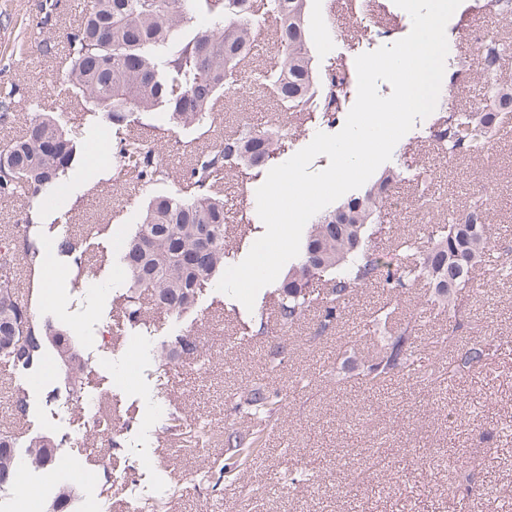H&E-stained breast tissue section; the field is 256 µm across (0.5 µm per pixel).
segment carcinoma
<instances>
[{
    "mask_svg": "<svg viewBox=\"0 0 512 512\" xmlns=\"http://www.w3.org/2000/svg\"><path fill=\"white\" fill-rule=\"evenodd\" d=\"M309 0H266V14L275 21L277 63L258 77L264 101L278 109L319 106L323 122L334 125L343 112L336 87L346 83L343 71L319 76L309 48ZM254 10L251 0H90L77 24L59 35L49 29L39 50L49 52L63 38L64 67L58 94L81 96L92 103L100 117L112 125L114 190L133 188L148 201L139 224L119 246L120 266L128 279L125 318L141 322L143 296L157 310L178 317L193 308L199 296L229 264L224 225V171L243 164L261 172L276 151L281 132L274 128L242 126L213 147L195 152L174 171L165 165L155 140L134 131L137 116L156 114L166 132L174 127L209 128L221 97L242 80L240 64L252 49ZM194 19L203 26L190 36L182 29ZM501 44L491 38L474 44L469 59L477 76L489 84L492 96L512 94L497 82L502 59ZM20 88L0 92V118L9 116ZM505 112L484 103L440 117L438 139L452 157H480L499 134ZM87 150L79 133L66 127L59 115L39 113L14 141L0 147V199H28L58 189L78 156ZM401 178L398 170L382 172L376 189L347 202L344 211L326 209L307 225L300 253L276 286V324L292 326L307 312L318 311L317 336L336 331L344 318L346 300L359 290L380 284L390 296L406 288H421L424 304L448 317L460 316L462 298L474 292L473 273L487 265L496 247L495 229L486 223L488 198L477 193L462 214L438 224L424 238L408 235L383 249L374 244L378 221L389 186ZM178 185L176 192L156 187ZM38 216L26 210L20 252L26 271L38 273L45 250L35 238ZM57 254L72 258L76 277L90 261L67 237L51 239ZM15 249L0 252V364L22 378L40 370L48 351L65 369L72 390L81 389L88 365L75 349L68 331L36 316L19 300V277L13 263ZM398 307L386 302L363 323L378 353L358 373L360 383L372 390L398 375L420 378L432 385L482 366L492 345L483 341L461 344L453 336L436 339L451 347L448 360L423 365L418 358V336L412 322L393 331ZM269 320L258 317L244 327V334L258 342L268 335ZM195 340L176 339L159 358L169 364L175 352L193 354ZM267 371L284 362L285 349H264ZM234 411L249 420L239 429L224 427V463L203 476L217 490L232 483L238 473L267 452L269 431L278 420L283 390L263 378L246 381L235 392ZM167 431L185 447L205 443L206 426H191L176 417ZM60 444L47 436L21 439L0 433V474L15 475L22 458L41 467L61 462ZM475 492L473 475L457 474L448 495L467 505Z\"/></svg>",
    "mask_w": 512,
    "mask_h": 512,
    "instance_id": "1",
    "label": "carcinoma"
}]
</instances>
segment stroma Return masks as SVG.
Listing matches in <instances>:
<instances>
[{"mask_svg": "<svg viewBox=\"0 0 512 512\" xmlns=\"http://www.w3.org/2000/svg\"><path fill=\"white\" fill-rule=\"evenodd\" d=\"M42 2L0 0V84L26 85L40 100L36 106L18 101L9 118L0 119V145L19 136L43 105L62 113L89 149L69 173L65 206L43 196L0 200V244L16 238L21 215L33 209L41 223L72 225L81 248L101 261L97 276L78 283L72 263L49 253L40 285L53 287L54 293L33 306L40 318L65 326L86 360L90 373L81 392H70L63 367L48 360L31 392L33 410L22 419L13 404L14 382L0 376V433L45 435L61 444L64 466L25 470L28 481L41 490L35 512H49L61 485L76 491L68 512H102L106 503L114 512H132L137 496L143 512H453L448 487L476 448L490 454L476 473L480 493L469 512H512V282L497 285L488 301L465 298L459 318L424 320L421 336L487 338L498 345L484 367L456 377L443 390L411 378L395 379L376 392L363 390L356 374L371 357L372 345L348 326L339 335L316 337L313 313L262 342L228 352L226 341L240 335L252 314L213 287L180 317L149 311L148 324L129 327L122 341L95 346L119 312L127 283L117 249L138 224L146 197L112 189L111 124L56 95L62 47L48 53L31 49L42 26ZM363 20L349 0H310V48L318 72L354 66L358 55L402 39L412 27L409 14L396 6L373 30H363ZM476 30L512 44V24L485 10L456 9L446 26L449 52L437 112L489 100L485 86L461 65ZM435 121V115L416 120L393 150L388 166L403 171L406 179L390 189L378 246L396 235L447 223L449 213L462 211L470 196L482 190L490 202L487 221L499 239L493 260L512 265V119L479 162L438 150ZM246 123L283 127L275 155L279 163L308 145L316 132L340 130L317 120L301 124L291 112L264 105L260 88L247 83L224 98L210 131L168 133L158 143L160 156L166 165L182 167L190 150L207 148ZM259 185L246 167L225 173L228 230H235L242 210L249 224L261 227ZM88 224L106 226L107 231L84 239ZM179 336L203 340L199 357L182 366H162L161 348L173 346ZM270 344L287 351L271 375L263 351ZM256 375L288 390L271 433L273 451L234 483L211 491L202 477L224 460L225 424L239 420L231 394ZM452 407L459 412L453 421L448 418ZM101 412L110 416L106 434L87 424ZM175 415L190 424L205 422V447L186 450L167 433ZM89 448L94 451L90 457L85 454ZM105 458L112 461V489L107 493L101 490L99 471ZM291 467L319 471L322 480L293 491L274 482V474Z\"/></svg>", "mask_w": 512, "mask_h": 512, "instance_id": "1", "label": "stroma"}]
</instances>
